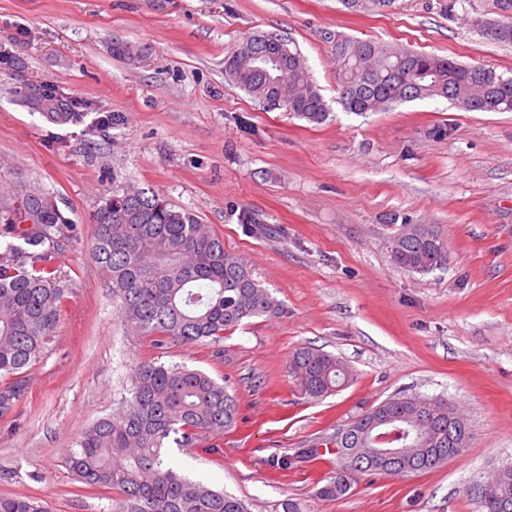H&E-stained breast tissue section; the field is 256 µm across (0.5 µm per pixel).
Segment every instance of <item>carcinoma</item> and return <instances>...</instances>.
<instances>
[{"instance_id":"1","label":"carcinoma","mask_w":512,"mask_h":512,"mask_svg":"<svg viewBox=\"0 0 512 512\" xmlns=\"http://www.w3.org/2000/svg\"><path fill=\"white\" fill-rule=\"evenodd\" d=\"M393 0H344L354 14L390 6ZM480 34L512 44V21L475 19ZM333 44L339 104L346 112H379L393 105L443 98L472 112H512V76L493 68L468 66L434 54L373 40L325 32ZM282 50L275 80L252 68L254 53ZM224 79L270 110L283 109L320 123L331 108L319 92L300 52L276 34L261 40L248 35L224 58ZM56 125H79L82 104L55 95L40 110ZM92 255L120 315L138 336L159 343L217 344L224 332L243 321L276 316L280 304L254 278L224 239L192 213L165 196L145 189L118 188L105 196L90 217ZM79 229L40 189L0 192V415L13 410L25 390L26 372L41 358L58 326L66 288L60 285L56 255ZM399 266L428 273L448 264V247L427 224H403L391 240ZM292 375L305 395L321 398L353 378L337 357L299 347L290 357ZM131 396L118 410L82 432L69 467L89 488L112 490V512H248L245 502L191 480L171 465L167 449L202 448L209 436L224 434L238 415L234 397L208 373L166 366L153 359L137 362ZM396 422L392 441L374 440L375 427ZM337 467L316 481L315 495L337 499L350 488L351 476L425 473L448 461V450L462 454L468 427L445 399L394 395L363 411L331 438ZM376 448H402L395 463L384 464ZM470 492L477 512H512V466L498 469ZM0 512H48L21 496H0Z\"/></svg>"}]
</instances>
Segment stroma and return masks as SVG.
I'll return each mask as SVG.
<instances>
[{
	"mask_svg": "<svg viewBox=\"0 0 512 512\" xmlns=\"http://www.w3.org/2000/svg\"><path fill=\"white\" fill-rule=\"evenodd\" d=\"M493 0H394L367 15L341 0H0V190L56 196L80 233L56 264L68 299L24 395L0 416V495L49 512H112V492L78 483L68 459L88 426L114 412L144 358L224 381L239 405L218 453L171 449L186 476L245 500L250 512H475L468 491L512 465V112H471L425 99L357 115L336 97L327 31L403 45L512 73V46L471 20ZM249 33L300 51L327 120L266 110L224 79V58ZM122 39L140 49L124 60ZM47 83L112 112L107 135L56 126L22 104ZM163 193L212 225L282 305L219 345L156 347L128 331L92 258L90 216L112 189ZM248 209L267 232L239 223ZM429 224L448 245L445 268L397 265L400 225ZM320 349L354 378L313 400L289 370L292 351ZM445 398L465 415L462 455L422 474L355 476L336 500L314 484L336 467L325 447L388 397ZM319 446L320 459H300ZM291 456L287 469L271 458Z\"/></svg>",
	"mask_w": 512,
	"mask_h": 512,
	"instance_id": "obj_1",
	"label": "stroma"
}]
</instances>
